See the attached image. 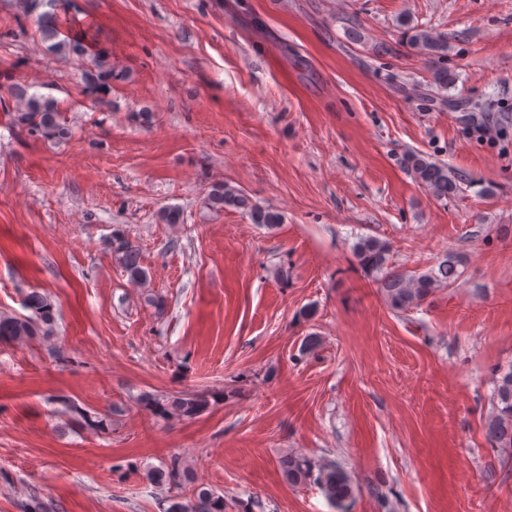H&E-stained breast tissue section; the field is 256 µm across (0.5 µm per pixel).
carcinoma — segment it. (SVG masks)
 <instances>
[{
  "mask_svg": "<svg viewBox=\"0 0 512 512\" xmlns=\"http://www.w3.org/2000/svg\"><path fill=\"white\" fill-rule=\"evenodd\" d=\"M403 26L410 32V42L424 54L440 57L447 50L446 42L433 32L420 29L408 20L403 22ZM40 34L57 53L76 56L87 53L85 41L90 39L89 31L77 30L71 23L64 24L53 14L46 12L42 15ZM83 81L84 92L94 104L107 103V97L112 93V60L106 53L100 51L95 54L91 68L83 73ZM7 93L22 105V109L14 114L16 125L50 141L69 139V129L64 125L54 99L29 96L18 85L7 86ZM403 162L414 179L436 199L446 201L459 194V179L448 169V165L418 152L407 153ZM207 199L209 206L216 211L233 208L244 212L252 223L267 228L283 222L279 211L253 202L245 191L227 182L214 184ZM112 245L129 280L139 285L146 284L148 272L141 264L140 251L124 230H112ZM354 256L361 269L379 284L390 308L397 312L420 306L437 289L453 286L460 277L458 266L461 260L453 253L446 254L427 273L409 277L396 269L390 243L375 236L359 238L354 245ZM23 307L29 314L0 311L1 343H20L53 335L56 310L49 296L33 290L25 296ZM493 402L495 412L485 425V436L492 448L503 458L512 461V367L500 372L495 379ZM140 403L151 414L164 419L173 416L192 419L209 406L205 396L189 393L165 399L145 394ZM66 410L74 413V417L69 419L71 423L91 429L103 427V420H97L84 411L70 405L66 406ZM279 465L288 484L298 487L313 483L336 512H350L359 486L340 463L316 460L304 454H288L280 459ZM151 478L155 484L168 487V507L164 508V512H226L224 496L210 487H196L189 498L173 492L181 485V474L175 461L153 471Z\"/></svg>",
  "mask_w": 512,
  "mask_h": 512,
  "instance_id": "cac0c4a2",
  "label": "carcinoma"
}]
</instances>
